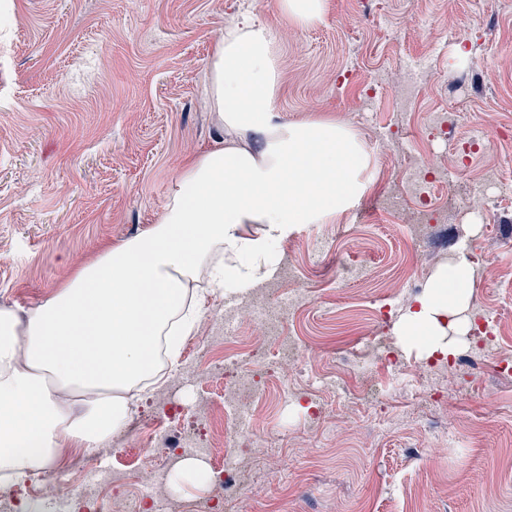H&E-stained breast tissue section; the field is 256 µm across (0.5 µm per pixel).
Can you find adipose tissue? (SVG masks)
Returning <instances> with one entry per match:
<instances>
[{
	"mask_svg": "<svg viewBox=\"0 0 512 512\" xmlns=\"http://www.w3.org/2000/svg\"><path fill=\"white\" fill-rule=\"evenodd\" d=\"M280 55L269 27L229 23L206 95L222 142L188 160L156 224L103 247L26 315L0 307V479L19 483L106 446L135 398L176 367L202 293L276 273V246L364 194L361 141L333 121L279 123ZM466 266L438 271L397 327L405 346L447 352L469 299Z\"/></svg>",
	"mask_w": 512,
	"mask_h": 512,
	"instance_id": "adipose-tissue-1",
	"label": "adipose tissue"
}]
</instances>
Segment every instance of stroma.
Wrapping results in <instances>:
<instances>
[{
    "instance_id": "1",
    "label": "stroma",
    "mask_w": 512,
    "mask_h": 512,
    "mask_svg": "<svg viewBox=\"0 0 512 512\" xmlns=\"http://www.w3.org/2000/svg\"><path fill=\"white\" fill-rule=\"evenodd\" d=\"M0 6V306L20 312L103 244L157 223L184 162L216 143L207 69L225 26L243 13L278 41L281 121L341 120L361 81L433 49L416 113L443 109L461 138L487 113L512 127V0H327L323 21L308 28L283 20L275 0ZM433 149L456 169L457 195L492 167L512 182V141L489 137L473 156L444 140ZM472 235L466 217L427 226L416 247L396 224H353L342 235L306 225L289 240L311 298L295 333L347 344L375 293L401 288L405 273L432 276ZM480 246L493 269L469 295L512 327V211L496 213ZM350 259L368 265L352 287L315 275ZM439 383V407L398 391L385 420L355 397L328 396L331 411L318 419L301 399L273 403L260 420L279 449L251 476L245 512H512V368L478 365Z\"/></svg>"
}]
</instances>
